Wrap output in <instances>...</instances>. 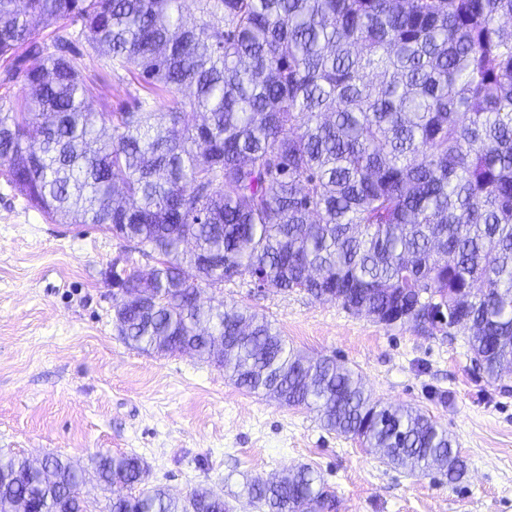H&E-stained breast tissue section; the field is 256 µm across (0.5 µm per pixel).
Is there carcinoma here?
Here are the masks:
<instances>
[{
	"label": "carcinoma",
	"instance_id": "cac0c4a2",
	"mask_svg": "<svg viewBox=\"0 0 512 512\" xmlns=\"http://www.w3.org/2000/svg\"><path fill=\"white\" fill-rule=\"evenodd\" d=\"M0 0V174L66 224L118 230L157 257L144 318L124 299L125 341L218 363L250 393L317 412L323 427L395 467L461 481L466 460L421 409L372 399L335 360H307L247 307L190 300L248 275L350 311L397 300L430 334L468 332L471 361L512 379V0ZM81 23L57 35L40 27ZM145 90L98 112L86 62ZM447 328L434 326L436 314ZM96 486L131 489L135 454L91 457ZM0 453V512H88L82 467ZM261 512H336L304 464L244 486ZM100 512H228L205 486L106 496Z\"/></svg>",
	"mask_w": 512,
	"mask_h": 512
}]
</instances>
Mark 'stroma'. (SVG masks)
Returning <instances> with one entry per match:
<instances>
[{
	"instance_id": "obj_1",
	"label": "stroma",
	"mask_w": 512,
	"mask_h": 512,
	"mask_svg": "<svg viewBox=\"0 0 512 512\" xmlns=\"http://www.w3.org/2000/svg\"><path fill=\"white\" fill-rule=\"evenodd\" d=\"M85 89L99 112L142 93L124 71L98 67ZM155 265L105 226L48 218L0 176V452L83 463L133 453L147 485L177 497L202 485L233 512H258L247 481L303 464L335 491L337 512H512V389L475 371L463 330L386 326L299 290L256 292L246 275L200 295L263 314L302 355L358 371L374 398L426 411L467 462L451 484L395 468L315 411L247 392L193 355L128 344L107 273Z\"/></svg>"
}]
</instances>
